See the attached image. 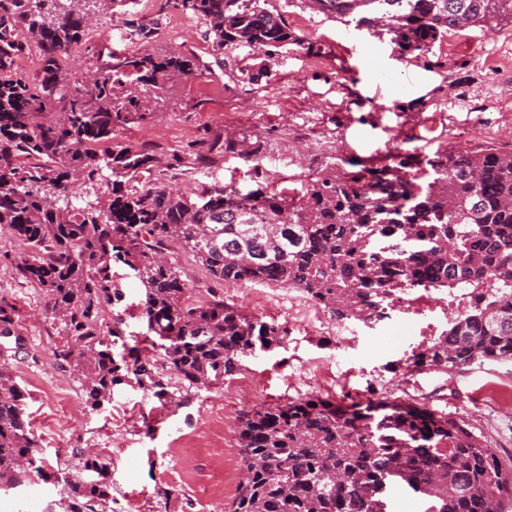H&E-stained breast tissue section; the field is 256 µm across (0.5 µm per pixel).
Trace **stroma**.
<instances>
[{
  "label": "stroma",
  "mask_w": 512,
  "mask_h": 512,
  "mask_svg": "<svg viewBox=\"0 0 512 512\" xmlns=\"http://www.w3.org/2000/svg\"><path fill=\"white\" fill-rule=\"evenodd\" d=\"M303 39L321 46L318 56L291 50L275 62L261 53L237 50L240 65L267 66L264 91L228 80L224 56L205 41L203 21L172 9L166 0H102L95 23L74 47L66 66L75 73L104 66L109 52H194L209 63L202 76L170 83L153 101L154 117L131 126L119 141L139 144L150 137L158 154L186 151L189 143L217 134L259 138L294 155L304 143L290 139L285 126L307 123L318 129L331 151L292 168V187L333 163L335 158L385 157L399 136L419 138L429 153L449 147L460 135L466 146L512 149V17L500 15L487 23L450 33L428 57L400 55L389 38H377L368 27L346 26L317 12L311 0H269ZM250 165L240 158L217 159L211 166L185 159L168 171L170 186L191 191L214 182L245 184ZM19 243L0 257V303L14 306L20 348L8 365L29 394L32 430L46 459L45 469L76 478L82 459L95 447L112 449V499L123 512H227L232 494L207 501L205 491L225 462L240 464L235 430L241 412L258 404L283 402L310 395L305 377L317 361H339L340 371L326 397L339 402L398 396L401 373L387 371L390 362L420 343L421 331L434 321L433 310L443 294H433L422 311L395 310L390 319L367 328L355 326V339L344 351L336 339L294 329L281 348L246 360L241 377L259 376L256 393L233 391L232 381L199 390L184 405L143 399L133 384L115 386L110 404L87 407L78 376L61 368L53 355L61 343V328L45 312L42 294L17 279L11 256L23 252ZM112 279L122 294L107 317H122L129 340H143L147 323L140 314L145 290L128 266L112 267ZM251 285L224 289L226 303L241 311L287 326L288 315L277 304L284 289L265 288L267 304L257 305ZM418 381L423 402L464 418L471 430L494 448L503 464L512 465V362L483 361L447 375L425 373ZM70 401L59 406L57 392ZM133 409L125 430L112 426L114 406ZM40 502L31 499L30 485L0 486V512H62L63 487L41 483ZM171 490L162 503V490Z\"/></svg>",
  "instance_id": "stroma-1"
}]
</instances>
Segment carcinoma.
<instances>
[{
    "label": "carcinoma",
    "mask_w": 512,
    "mask_h": 512,
    "mask_svg": "<svg viewBox=\"0 0 512 512\" xmlns=\"http://www.w3.org/2000/svg\"><path fill=\"white\" fill-rule=\"evenodd\" d=\"M96 0H0V231L26 247L14 262L22 283L39 289L62 325L53 350L80 377L93 411L133 378L164 403L178 383L206 389L236 375L244 360L282 345L281 328L208 291L193 298L168 259L186 249L216 283L293 289L336 324L366 327L389 317L391 289L435 290L464 310L427 344L391 364L414 376L459 371L476 360L512 361V151L418 149L389 162L341 160L296 195L269 188L259 167L262 142L225 137L192 147L207 165L213 152L252 163L251 184L215 183L182 192L153 172L143 146L119 135L151 119L150 99L209 66L193 53L147 52L95 71L92 88L63 68L92 23ZM204 21L217 52L241 48L268 60L295 46L311 53L268 0H169ZM346 24L365 0H315ZM379 28L403 55L420 56L448 33L512 14V0H377ZM36 46L30 78L15 58ZM112 172L98 206H59ZM428 179L421 183L414 172ZM136 272L145 288L147 354L127 345L112 264ZM18 335L13 307L0 305V337ZM28 394L0 364V484L48 481L33 433ZM237 448L246 480L228 512H380L386 472L428 496V512H500L512 467L460 416L398 397L334 403L299 397L242 413ZM89 478L63 476L65 512H104L112 503L109 464L86 458Z\"/></svg>",
    "instance_id": "carcinoma-1"
}]
</instances>
